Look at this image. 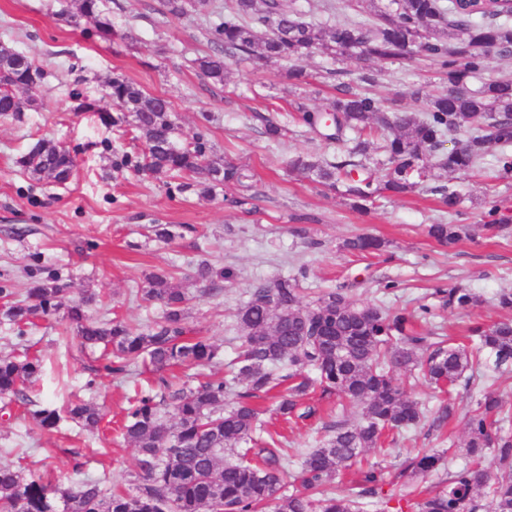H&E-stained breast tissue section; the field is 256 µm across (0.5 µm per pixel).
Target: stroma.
I'll use <instances>...</instances> for the list:
<instances>
[{
    "label": "stroma",
    "instance_id": "35a3bbf8",
    "mask_svg": "<svg viewBox=\"0 0 512 512\" xmlns=\"http://www.w3.org/2000/svg\"><path fill=\"white\" fill-rule=\"evenodd\" d=\"M386 0H282L284 8L302 11L317 21L343 22L373 17ZM122 38L101 40L93 20L67 23L74 0H0V44L35 60L43 70L39 83L26 90L32 105L20 118L0 116V286L22 298L29 286L27 268L39 264L59 273L69 285L71 299L93 292L98 300L88 309L90 319L124 318L144 328L159 316L158 306L137 294L152 272H167L189 295L186 323L192 332L212 337L225 359L236 355L239 331L233 314L250 298L254 285L275 283L298 275L307 292L330 288L352 289L365 304L412 312L428 306L430 321L442 336L462 335L472 322L492 323L503 318L494 305L497 294L512 292V178H498L493 166L474 176H453L464 202L459 216L440 208L435 192L421 187L402 198H379L363 211L355 210L340 194L323 193L306 177L286 172L284 158L298 153L331 158L345 150L298 123L297 104L326 106L336 94L337 70L356 71L351 59H332L317 52L303 66L305 84L291 86L283 61L232 64L225 85H210L193 61L209 52L210 22L223 11L224 0H210L206 11L186 9L171 13L165 0H106ZM372 91L409 108L411 91H444L446 83L429 61L402 59L372 63ZM122 77L145 91L171 102L183 138L201 126L200 116L214 121L208 138L213 156L247 166L253 175V197L234 206L239 188L217 190L210 198L195 189L168 193L162 180L112 170V149L134 151L138 141L103 125L97 114L79 111L94 101L103 84ZM286 125L280 143L267 141L263 118ZM60 144L70 151L75 170L67 184L38 181L15 161L38 140ZM497 207L508 224L497 236L483 231L482 217ZM456 222L467 234L447 247L427 234L428 225ZM170 225L171 241H157L149 227ZM358 234L384 238L381 255L356 256L343 249L345 239ZM207 258L232 269L233 280L223 292L208 294L191 279L193 265ZM451 284L469 288L482 299L468 311L442 308L438 289ZM30 351L42 359L33 386V399L65 407L73 399L96 403L104 415L98 432L79 431L61 421L58 430L41 432L22 408L0 417V463L11 464L69 487L90 478L134 490L138 483L137 453L123 438L121 424L129 399L138 385L154 382L158 374L139 366L130 376L91 379V355L81 353L75 335H63L60 314L37 320L17 336L0 324V355ZM409 395L426 418L415 430L394 435L378 463L394 473L409 449L442 450L455 446L446 467L456 470L466 457L461 449L465 424L475 407L477 391L497 393L506 416L497 427L512 434V373L483 365L472 390H459L456 413L444 427L431 419L440 401L424 380L399 375ZM333 401L316 398L317 412L291 424L277 416L272 401L262 402V419L278 434L283 448L297 453L315 447L328 434L333 418L356 421L358 410L345 405L330 415ZM83 461L74 469V461Z\"/></svg>",
    "mask_w": 512,
    "mask_h": 512
}]
</instances>
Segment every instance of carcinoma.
I'll use <instances>...</instances> for the list:
<instances>
[{"mask_svg": "<svg viewBox=\"0 0 512 512\" xmlns=\"http://www.w3.org/2000/svg\"><path fill=\"white\" fill-rule=\"evenodd\" d=\"M394 10H378V22L350 20L314 22L290 12L281 0H233L210 27L215 50L195 60L201 76L224 85L227 60L277 59L289 64L286 76L300 83V62L319 50L334 58L393 61L415 56L439 66L448 87L427 99L421 113L397 108L386 99L353 88L336 87V98L323 109L299 106V120L324 132L327 140H345L347 148L332 160L296 155L285 161L288 171L306 176L325 191L341 192L353 206L365 209L378 197L400 196L418 184L448 174L480 170L494 155L497 174L512 177V79H490L471 88L473 79L491 65V50L512 56V12L508 6L488 18L467 11L457 0H391ZM95 19L104 39L115 35L112 20L98 10V0H79L78 13ZM10 59L13 76L0 79V112H18L25 99L23 76L41 68L26 55L0 45V58ZM102 99L113 106L110 126L130 127L144 149L135 155L113 151L112 168L166 178L190 176L201 196L224 184L246 185L249 170L212 158L209 140L198 132L182 139L171 102L139 85L114 78L104 85ZM452 148L445 149V144ZM383 152L386 162L370 166L369 151ZM38 180L66 182L74 167L69 152L51 141H40L17 159ZM439 204L458 212L460 194L450 186L434 187ZM428 235L442 244L456 243L461 224H431ZM359 253H380L384 242L360 235L345 242ZM192 278L219 293L234 278L229 268L201 260ZM142 299L160 306L162 314L146 331L120 318L92 321L86 300L68 298V283L56 274L39 278L23 299L10 303L0 288V319L22 332L34 320L64 310L65 331L80 338L81 347L101 349L93 379L129 375L139 365L161 371L173 366H216L224 352L208 336H190L185 322L188 295L172 285L170 276H146ZM442 307L466 310L480 303L470 289L450 284L438 289ZM430 314L422 305L414 313L392 312L378 305H362L342 289L305 300L299 279L283 278L250 289V299L236 312L241 331L237 356L222 376L194 386H175L160 379L159 390L135 395L123 426L125 440L137 452L140 484L134 493L118 490L102 479H88L69 490L0 464V512H362L361 502L336 492V479L351 469L358 475L359 496L390 502L395 490L369 451L386 452L392 430L416 428L424 418L419 403L398 384L393 373L424 378L440 391L469 386L482 357L495 368L512 366V319L468 328L474 346L445 343L417 330ZM41 360L28 352L0 356V396L24 405L41 371ZM336 395L360 408L359 420H338L317 448L299 454L298 472L288 471V453L279 439L264 432L252 399L278 391L277 411L283 417L307 418L303 406L309 392ZM503 402L487 392L476 401L467 419L465 452L469 463L449 474L448 485L414 502L416 512H475L487 497L492 512H512V436L492 432V416ZM36 427L51 432L67 417L87 432L101 422L92 402L80 401L60 411L41 406L30 411ZM497 458L501 472L484 466L487 451ZM444 453L423 452L409 459L400 476L424 480L443 464ZM303 491L284 494L288 478Z\"/></svg>", "mask_w": 512, "mask_h": 512, "instance_id": "cac0c4a2", "label": "carcinoma"}]
</instances>
